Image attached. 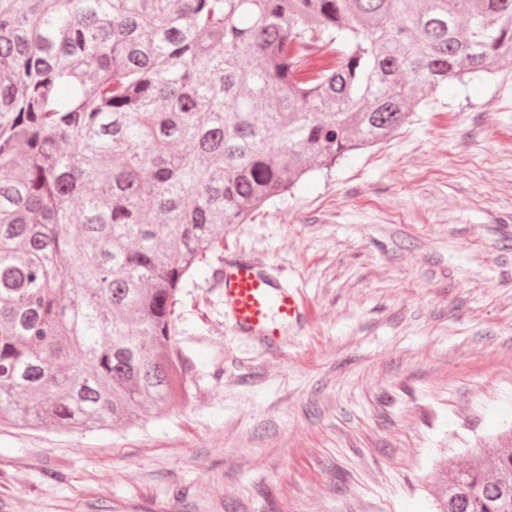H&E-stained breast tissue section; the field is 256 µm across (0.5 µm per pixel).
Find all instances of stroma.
Returning a JSON list of instances; mask_svg holds the SVG:
<instances>
[{
  "instance_id": "1",
  "label": "stroma",
  "mask_w": 512,
  "mask_h": 512,
  "mask_svg": "<svg viewBox=\"0 0 512 512\" xmlns=\"http://www.w3.org/2000/svg\"><path fill=\"white\" fill-rule=\"evenodd\" d=\"M239 254L306 306L279 349L224 316ZM174 324L188 401L0 425V512H431L428 473L512 426V58L227 230Z\"/></svg>"
}]
</instances>
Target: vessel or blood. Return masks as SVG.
I'll return each mask as SVG.
<instances>
[{
  "instance_id": "b4317fda",
  "label": "vessel or blood",
  "mask_w": 512,
  "mask_h": 512,
  "mask_svg": "<svg viewBox=\"0 0 512 512\" xmlns=\"http://www.w3.org/2000/svg\"><path fill=\"white\" fill-rule=\"evenodd\" d=\"M224 309L234 329L260 344L279 345L298 326L305 308L296 289L267 274L260 263L238 259L224 264Z\"/></svg>"
}]
</instances>
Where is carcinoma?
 Returning <instances> with one entry per match:
<instances>
[{
    "instance_id": "1",
    "label": "carcinoma",
    "mask_w": 512,
    "mask_h": 512,
    "mask_svg": "<svg viewBox=\"0 0 512 512\" xmlns=\"http://www.w3.org/2000/svg\"><path fill=\"white\" fill-rule=\"evenodd\" d=\"M512 57V0H0V425L187 398V277L233 224ZM512 512V434L430 476Z\"/></svg>"
}]
</instances>
